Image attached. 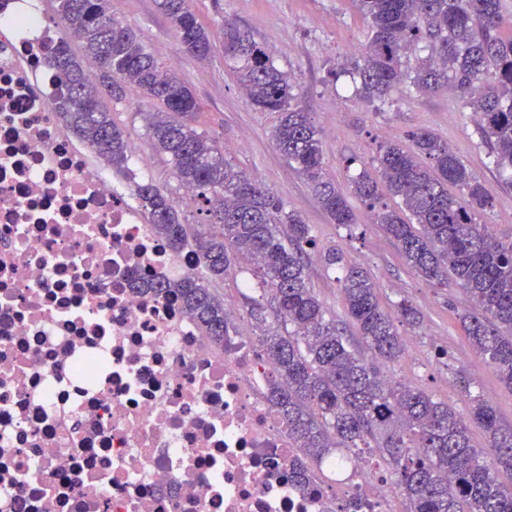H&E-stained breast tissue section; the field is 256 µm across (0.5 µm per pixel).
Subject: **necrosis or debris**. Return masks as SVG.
<instances>
[{"instance_id": "necrosis-or-debris-1", "label": "necrosis or debris", "mask_w": 512, "mask_h": 512, "mask_svg": "<svg viewBox=\"0 0 512 512\" xmlns=\"http://www.w3.org/2000/svg\"><path fill=\"white\" fill-rule=\"evenodd\" d=\"M0 0V512H387L367 457L309 488L251 336L150 283L196 273L58 120L54 26Z\"/></svg>"}]
</instances>
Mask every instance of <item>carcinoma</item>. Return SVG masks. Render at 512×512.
<instances>
[{"label": "carcinoma", "mask_w": 512, "mask_h": 512, "mask_svg": "<svg viewBox=\"0 0 512 512\" xmlns=\"http://www.w3.org/2000/svg\"><path fill=\"white\" fill-rule=\"evenodd\" d=\"M56 15L102 70L113 100L125 88L142 94L147 131L155 151L179 183L197 192L203 224H184L176 202L153 181L133 185L139 208L156 231L179 250L195 248L201 271L194 277L155 284L158 295H178L211 339L224 344L232 323L224 299L211 284L248 267L251 315L264 324L258 357L271 364L265 398L300 450L294 479L309 483L314 468L331 454L378 452L376 464L408 502L409 512H512V429L499 423L493 405L474 398L464 418L423 390L390 381L379 363L404 351L397 324L414 327L409 303L384 310L371 276L345 263L343 250L321 252L302 214L287 209L198 121L192 90L156 60L140 34L116 19L112 0H55ZM188 56L209 58L214 39L190 0H156ZM367 22L361 59L349 72L355 96L386 101L408 78L403 58L420 42L438 55L414 72L421 92L450 85L466 96L480 118L497 168L512 179V37L500 35L512 19L502 0H357ZM224 57L240 63L237 78L251 104L279 116L273 138L280 153L305 179L330 222L356 223L350 198L373 212L375 223L398 246L406 263L427 282L466 293L474 310L459 316L468 340L512 391V236L489 231L485 216L491 190L448 145L429 130L408 134L409 144L379 146L375 171H364L345 192L326 176L320 130L299 105L288 74L251 34L224 24ZM58 78L53 108L112 170L127 175L130 157L123 132L112 122L98 83L65 40L50 58ZM400 199L388 205L384 194ZM321 253L339 277L348 320L372 356L352 347L345 327L329 315L308 275ZM482 430L485 447L471 443Z\"/></svg>", "instance_id": "cac0c4a2"}]
</instances>
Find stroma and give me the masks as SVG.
Listing matches in <instances>:
<instances>
[{"instance_id":"stroma-1","label":"stroma","mask_w":512,"mask_h":512,"mask_svg":"<svg viewBox=\"0 0 512 512\" xmlns=\"http://www.w3.org/2000/svg\"><path fill=\"white\" fill-rule=\"evenodd\" d=\"M192 7L213 35H220L228 21L249 31L287 73L320 130L327 170L338 186L348 187L351 177L373 170L379 145L399 143L410 132L427 129L447 140L491 189L496 206L486 221L498 235H512V186L502 184L479 121L465 99L445 88L421 93L409 83L383 103L357 100L350 91L345 71L359 59L367 39V24L354 0H193ZM113 11L139 31L162 66L174 67L191 88L201 108L199 122L223 146L226 159L255 175L287 208L300 211L319 247L343 248L348 263L370 272L383 308L392 311L406 301L418 310L417 327L400 326L407 347L400 358L383 365L384 375L426 391L462 415L472 397L488 400L501 425L512 428V392L500 384L460 325V314L471 307L465 293L456 287H431L406 264L363 204L354 206L356 224L330 223L274 144L276 113L252 106L223 48H216L205 61L187 56L155 0H121ZM333 69L340 71V79L330 77ZM140 101L137 89L128 87L124 98L110 105L112 120L126 138L139 143L142 176L178 197L181 185L151 145L137 112ZM309 275L329 313L345 321L334 271L315 257Z\"/></svg>"}]
</instances>
